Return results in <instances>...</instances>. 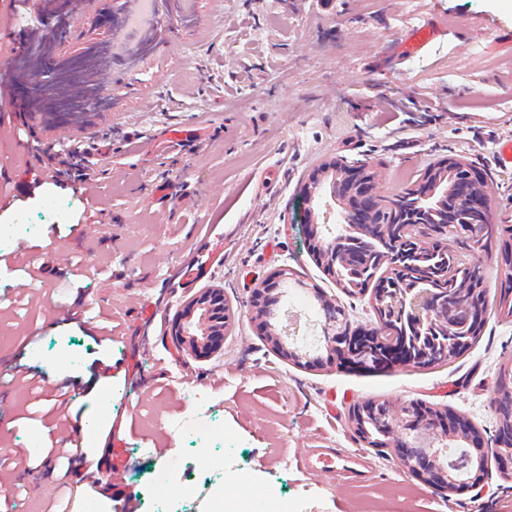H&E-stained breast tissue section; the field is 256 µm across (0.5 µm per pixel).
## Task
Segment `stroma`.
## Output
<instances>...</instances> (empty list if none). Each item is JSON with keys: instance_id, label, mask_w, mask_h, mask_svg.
Instances as JSON below:
<instances>
[{"instance_id": "35a3bbf8", "label": "stroma", "mask_w": 512, "mask_h": 512, "mask_svg": "<svg viewBox=\"0 0 512 512\" xmlns=\"http://www.w3.org/2000/svg\"><path fill=\"white\" fill-rule=\"evenodd\" d=\"M191 20L167 28L135 68L97 73L112 105L92 124L31 121L27 105L0 110V449L43 453L49 437L78 434L112 450L104 474L137 491V512H512V479L491 470L483 486L445 496L389 452L360 445L347 411L370 398L446 406L485 437L497 429L490 400L500 363L512 359V318L498 308L506 278L495 254L462 250L489 291L477 342L459 359L379 373L305 369L280 357L249 319L254 288L292 269L278 322L297 316L288 346L322 351L312 288L356 325L374 321L368 297L346 295L314 259L298 191L321 161L367 163L384 191L415 181L437 158L459 155L484 170L494 222L512 219V168L498 138L512 136V0H191ZM429 29L428 41L414 34ZM41 24L0 0V67ZM94 140V184L74 194L67 171L34 185L35 170L66 146ZM79 287L66 288L76 268ZM219 288L236 314L221 348L178 353L176 314ZM99 308L85 327L64 322L58 302ZM111 322L112 338H97ZM114 375L81 393L88 428L25 417V387L5 378L21 364L49 377H79L95 361ZM364 458L366 477L304 466L310 449ZM223 458L205 469L201 450ZM0 512H44L76 472L45 461L5 470ZM173 471L171 489L159 484Z\"/></svg>"}]
</instances>
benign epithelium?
Wrapping results in <instances>:
<instances>
[{
  "instance_id": "1",
  "label": "benign epithelium",
  "mask_w": 512,
  "mask_h": 512,
  "mask_svg": "<svg viewBox=\"0 0 512 512\" xmlns=\"http://www.w3.org/2000/svg\"><path fill=\"white\" fill-rule=\"evenodd\" d=\"M119 0H39L40 15L48 24L44 40L53 45L43 59L33 81L41 86L57 83L61 65L82 57L97 43H108L112 36L113 5ZM329 191L337 207L341 229L328 235L327 222H318L315 207L320 191ZM299 205L304 213L310 251L331 277L341 280L352 266L363 268L372 260L365 254L338 248L339 238L349 232L368 236L380 223L378 209L391 200L407 201L418 197L427 207H411L398 211V223L419 230L413 240L424 246L446 224L463 236H480V224L490 223L486 181L482 172L462 157L446 156L427 168L423 178L397 192L381 188L377 170L366 164L349 165L339 158H330L316 166L299 189ZM293 279L291 270L281 268L254 288L250 318L271 348L292 364L305 369L326 367L336 362V353L350 346L352 325L348 319L334 316L335 303L322 300L325 310L322 333L326 356H310L282 340V333L273 320L280 301L276 294L281 283ZM373 309L383 306L393 314L410 320L413 329L429 326L435 335L426 338L404 334L400 345L395 337L377 336L379 345H393L397 351L426 349L425 340L442 345L452 354L469 343L461 329L471 321L470 310L463 316L446 314L434 294L414 286L395 288L391 292L370 294ZM235 318L234 311L219 288H209L193 296L183 306L176 320L174 338L179 350L196 358H205L222 346L224 335ZM381 405L387 426L376 442L368 430L370 415ZM411 402L400 404L388 400H366L350 406L347 425L360 442L371 448H390L408 470L434 489L448 494L474 490L481 485L491 463L512 478V432L497 434L495 447H490L480 430L469 420L447 407H431L421 415L412 414ZM462 449L457 456L447 454L448 445Z\"/></svg>"
}]
</instances>
